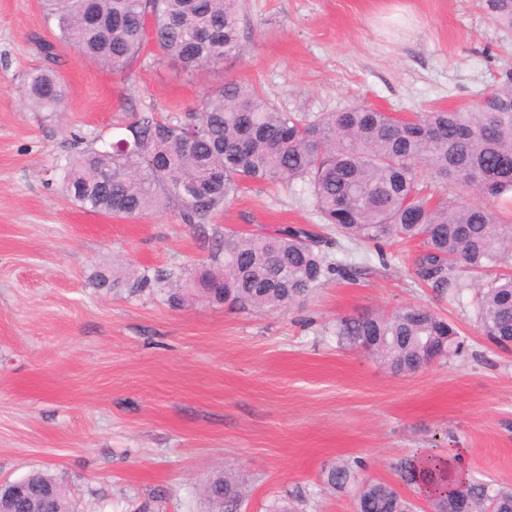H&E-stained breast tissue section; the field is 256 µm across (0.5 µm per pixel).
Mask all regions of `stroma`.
<instances>
[{
  "label": "stroma",
  "mask_w": 512,
  "mask_h": 512,
  "mask_svg": "<svg viewBox=\"0 0 512 512\" xmlns=\"http://www.w3.org/2000/svg\"><path fill=\"white\" fill-rule=\"evenodd\" d=\"M242 28L240 52L203 72L152 46L116 69L57 41L43 0H0V481L51 474L76 512H205L203 484L221 471L242 485L243 512L295 491L298 512H355L320 480L358 460L429 512L395 464L457 449L468 482L512 488V345L481 331L478 289L456 300L414 280L418 243H345L366 274L277 313L177 304L170 289L216 269L224 231L334 236L307 185L249 184L201 227L64 195L60 174L81 151L128 137L140 112L183 121L228 79L313 117L357 100L400 114L469 106L512 72V38L476 0H243ZM45 42L68 91L58 112L26 95ZM102 266L118 286L96 284ZM143 276L150 286L134 288ZM409 305L454 324L460 351L395 375L337 344V318Z\"/></svg>",
  "instance_id": "stroma-1"
}]
</instances>
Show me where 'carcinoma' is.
I'll list each match as a JSON object with an SVG mask.
<instances>
[{"mask_svg":"<svg viewBox=\"0 0 512 512\" xmlns=\"http://www.w3.org/2000/svg\"><path fill=\"white\" fill-rule=\"evenodd\" d=\"M59 40L82 56L125 68L147 42L190 71L235 55L242 39V0H44ZM490 19L512 32V0H478ZM28 97L55 112L66 91L57 72L28 74ZM131 147L83 151L64 170L62 186L80 207L124 218L173 209L183 223H210L249 182L300 180L315 211L336 234L358 243L417 241V281L441 293L460 294L489 268L512 262V225L488 205H462L439 187L461 183L473 194L512 192V74L470 107L399 116L354 103L314 118L282 112L257 87L228 80L209 89L185 120L174 124L141 112L129 126ZM335 241L298 225L241 236L224 233L216 250L224 269L199 275L198 292L242 309L278 311L305 300L333 275L354 280L364 267L334 259ZM224 280L212 292L211 281ZM485 335L512 341V275L487 282L478 301ZM448 321L422 306L395 313L348 315L336 320L340 345L379 337L371 354L395 373L419 371L426 360L448 357L455 341ZM448 462L414 453L396 463L413 486L423 468L441 480L430 498L438 512H512V490L490 495L480 484L448 487ZM354 466L323 473L325 486L349 492ZM210 512H236L244 497L234 478L209 476ZM363 512H407L397 487L365 481L357 492ZM6 512H73L66 490L50 475L33 472L0 501Z\"/></svg>","mask_w":512,"mask_h":512,"instance_id":"obj_1","label":"carcinoma"}]
</instances>
